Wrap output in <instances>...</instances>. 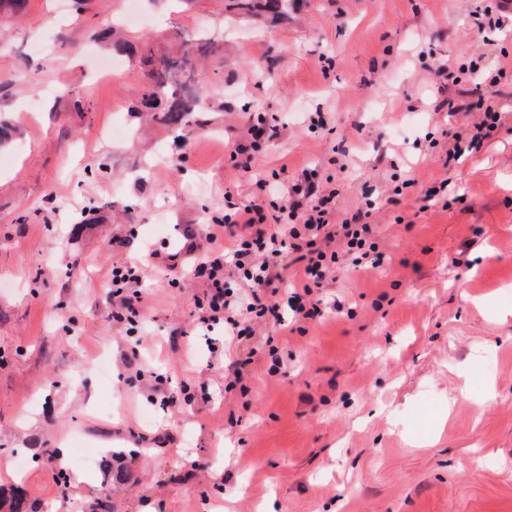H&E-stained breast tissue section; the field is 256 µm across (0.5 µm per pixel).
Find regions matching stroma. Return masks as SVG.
<instances>
[{"label":"stroma","mask_w":512,"mask_h":512,"mask_svg":"<svg viewBox=\"0 0 512 512\" xmlns=\"http://www.w3.org/2000/svg\"><path fill=\"white\" fill-rule=\"evenodd\" d=\"M129 12L118 74L92 76L99 32ZM183 41L205 49L190 57L197 110L174 131L138 110L140 56ZM478 49L512 60V21L478 26L457 0H293L276 22L228 0H29L0 18L16 131L0 167V462L26 461L0 496L94 512L124 469L111 512H512V115L449 157L428 77ZM255 112L277 132L227 177ZM275 169L284 184L311 171L348 213L379 192L387 260L338 273L323 316L276 339L279 370L262 359L226 395L195 332L212 294L198 253L172 270L155 255L223 216L225 194L259 200ZM435 179L448 187L431 200ZM125 263L143 270L132 324L112 302ZM158 375L173 404L150 399ZM78 440L95 466L48 458Z\"/></svg>","instance_id":"obj_1"}]
</instances>
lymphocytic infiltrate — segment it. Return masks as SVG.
<instances>
[{
  "mask_svg": "<svg viewBox=\"0 0 512 512\" xmlns=\"http://www.w3.org/2000/svg\"><path fill=\"white\" fill-rule=\"evenodd\" d=\"M470 93L476 98V113L456 125L451 138L454 145L465 143L477 150L502 114L512 112V102L486 95L478 87ZM267 192L275 196V203L259 201L243 207L228 203L223 218L206 225L203 235L210 244L220 239L229 242L230 269L224 273L212 267V274L222 275L224 287L213 297L208 313L199 317L197 327L207 332L214 323L224 322L232 342L249 347L245 358L224 362L228 393L243 381L246 367L262 357V336L290 331L280 315L282 306H289L298 318L317 316L316 293L335 282L341 256H350L356 268L378 265L370 257L375 244L366 211L346 214L336 204L335 191L314 183L272 185ZM283 287L292 290L284 303L278 299Z\"/></svg>",
  "mask_w": 512,
  "mask_h": 512,
  "instance_id": "f902f5d3",
  "label": "lymphocytic infiltrate"
}]
</instances>
